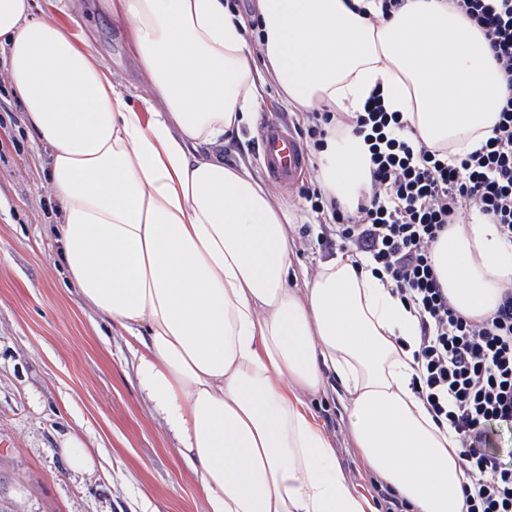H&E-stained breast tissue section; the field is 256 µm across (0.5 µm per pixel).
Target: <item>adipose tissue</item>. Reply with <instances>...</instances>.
<instances>
[{
  "mask_svg": "<svg viewBox=\"0 0 512 512\" xmlns=\"http://www.w3.org/2000/svg\"><path fill=\"white\" fill-rule=\"evenodd\" d=\"M102 3L129 25L158 101L149 116L34 0H0V46L49 150L59 260L123 333L205 512H368L305 400L329 376L350 396L365 462L411 512H466L458 442L410 388L416 317L346 255L289 287L285 210L215 150L254 112L265 74L304 112H353L381 89L423 141L469 150L505 90L483 33L441 0H408L377 25L372 0H258L254 46L224 0ZM319 177L350 203L370 181L367 145L330 135ZM433 260L470 317L491 313L512 280V253L481 220L449 228Z\"/></svg>",
  "mask_w": 512,
  "mask_h": 512,
  "instance_id": "adipose-tissue-1",
  "label": "adipose tissue"
}]
</instances>
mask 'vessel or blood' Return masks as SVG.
I'll list each match as a JSON object with an SVG mask.
<instances>
[{"mask_svg": "<svg viewBox=\"0 0 512 512\" xmlns=\"http://www.w3.org/2000/svg\"><path fill=\"white\" fill-rule=\"evenodd\" d=\"M260 139L269 177L282 186L295 187L307 165L303 143L289 127L273 120L263 123Z\"/></svg>", "mask_w": 512, "mask_h": 512, "instance_id": "b4317fda", "label": "vessel or blood"}]
</instances>
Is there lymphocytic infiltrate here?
<instances>
[{
    "instance_id": "obj_1",
    "label": "lymphocytic infiltrate",
    "mask_w": 512,
    "mask_h": 512,
    "mask_svg": "<svg viewBox=\"0 0 512 512\" xmlns=\"http://www.w3.org/2000/svg\"><path fill=\"white\" fill-rule=\"evenodd\" d=\"M448 5L484 34L509 82L490 134L466 153L429 145L377 89L356 112L303 113L300 132L314 151L333 127H347L363 138L371 163L370 186L353 206L318 185L304 198L323 235L390 283L416 316L411 387L459 442L467 512H512V283L490 315L472 318L451 304L433 263L434 245L468 214L496 224L512 248V0Z\"/></svg>"
}]
</instances>
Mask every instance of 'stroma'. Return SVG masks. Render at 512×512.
Instances as JSON below:
<instances>
[{
  "instance_id": "obj_1",
  "label": "stroma",
  "mask_w": 512,
  "mask_h": 512,
  "mask_svg": "<svg viewBox=\"0 0 512 512\" xmlns=\"http://www.w3.org/2000/svg\"><path fill=\"white\" fill-rule=\"evenodd\" d=\"M77 38L92 37L112 81L146 112L151 92L127 37L99 0H38ZM0 48V512H204L197 481L175 449L161 418L136 387L120 332L85 304L58 261L51 226L56 204L39 165L44 149L24 123ZM261 107L240 135L224 144V162L263 175L264 120L295 121L293 108L270 76L258 82ZM340 248L317 234L297 240L291 272L314 273ZM307 402L332 439L336 461L356 492L377 503L379 478L353 443L347 394L338 381ZM104 449L100 466L68 470L63 434Z\"/></svg>"
}]
</instances>
